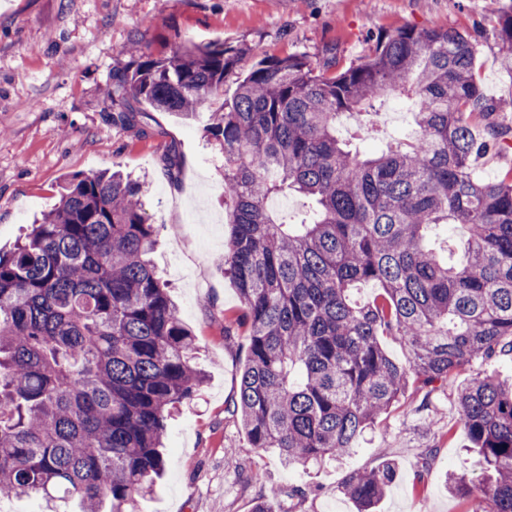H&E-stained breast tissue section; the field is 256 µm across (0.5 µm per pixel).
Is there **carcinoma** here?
<instances>
[{
    "mask_svg": "<svg viewBox=\"0 0 512 512\" xmlns=\"http://www.w3.org/2000/svg\"><path fill=\"white\" fill-rule=\"evenodd\" d=\"M495 41L512 73V4L499 5ZM477 52L455 29L403 28L337 72L304 55L262 59L217 107L242 53L222 43L143 52L113 79L112 121L133 124L130 97L187 120L206 112L224 151L223 265L242 303L224 336L246 328L233 412L251 447L290 465L340 461L409 383L427 401L464 366L512 354V171L473 176L486 153L512 148V125L481 89ZM391 95L415 104L412 140L365 150L338 135L339 115ZM142 189L119 171L73 174L58 206L0 252V500L146 512L171 412L203 375L146 259L160 230ZM293 195L311 207L285 224L272 200ZM448 224L467 233L457 264L426 242ZM369 283L376 297L353 302ZM382 336L401 340L409 365ZM455 401L478 459L448 490L468 512H512V385L478 373ZM394 478L386 461L342 491L371 512Z\"/></svg>",
    "mask_w": 512,
    "mask_h": 512,
    "instance_id": "obj_1",
    "label": "carcinoma"
}]
</instances>
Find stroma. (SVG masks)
Segmentation results:
<instances>
[{
  "instance_id": "35a3bbf8",
  "label": "stroma",
  "mask_w": 512,
  "mask_h": 512,
  "mask_svg": "<svg viewBox=\"0 0 512 512\" xmlns=\"http://www.w3.org/2000/svg\"><path fill=\"white\" fill-rule=\"evenodd\" d=\"M497 20L487 0H0V248L57 206L68 174L115 166L144 179L142 207L162 227L150 259L198 342L194 363L205 382L168 423L166 471L149 512H253L272 488L270 512H355L341 491L345 475L387 458L399 474L376 512H466L447 485L448 474L475 471L451 392L478 373L511 383L512 355L466 366L428 411L408 387L357 448L323 469L291 467L276 449L251 447L231 412L246 338L224 337V320L241 303L216 262L230 237L224 154L202 122L134 99L135 127L113 123L107 90L129 64V46L141 43L155 57L191 42L240 49L218 94L228 102L262 59L301 54L344 69L370 54L380 34L454 28L477 39L482 89L512 122V73L498 56ZM168 153L179 163L174 177ZM295 488L304 496H292Z\"/></svg>"
}]
</instances>
